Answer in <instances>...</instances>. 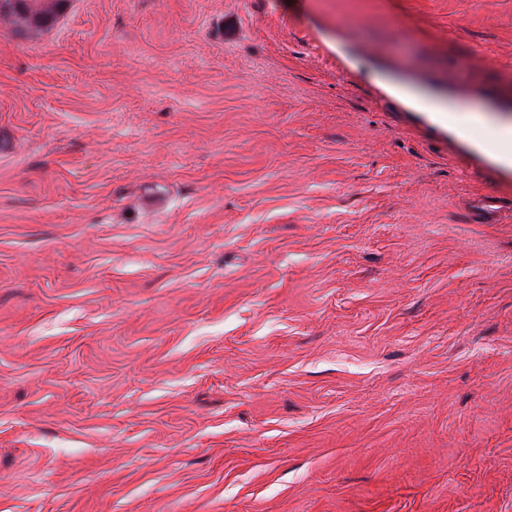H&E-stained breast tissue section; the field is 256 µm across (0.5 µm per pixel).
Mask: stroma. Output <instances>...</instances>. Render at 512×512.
Returning a JSON list of instances; mask_svg holds the SVG:
<instances>
[{
	"label": "stroma",
	"mask_w": 512,
	"mask_h": 512,
	"mask_svg": "<svg viewBox=\"0 0 512 512\" xmlns=\"http://www.w3.org/2000/svg\"><path fill=\"white\" fill-rule=\"evenodd\" d=\"M420 99L512 119V0L0 15V512H512V166Z\"/></svg>",
	"instance_id": "obj_1"
}]
</instances>
